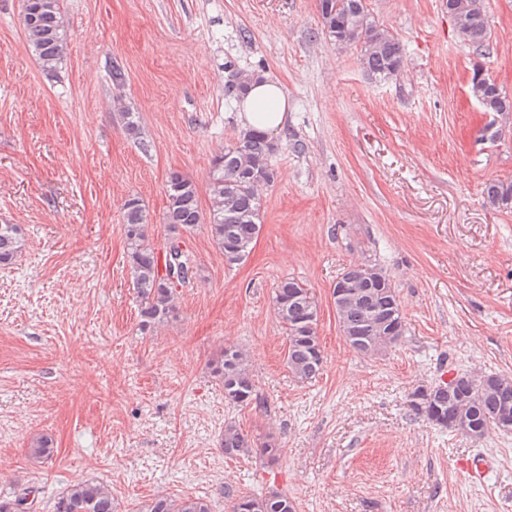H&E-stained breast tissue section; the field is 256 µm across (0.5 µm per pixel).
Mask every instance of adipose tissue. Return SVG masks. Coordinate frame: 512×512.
<instances>
[{"label": "adipose tissue", "instance_id": "adipose-tissue-1", "mask_svg": "<svg viewBox=\"0 0 512 512\" xmlns=\"http://www.w3.org/2000/svg\"><path fill=\"white\" fill-rule=\"evenodd\" d=\"M288 97L281 84L265 77L253 81L238 104L242 128L278 133L287 122Z\"/></svg>", "mask_w": 512, "mask_h": 512}]
</instances>
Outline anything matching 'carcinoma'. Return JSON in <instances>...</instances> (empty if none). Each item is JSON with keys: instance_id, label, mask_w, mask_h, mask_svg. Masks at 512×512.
<instances>
[{"instance_id": "carcinoma-1", "label": "carcinoma", "mask_w": 512, "mask_h": 512, "mask_svg": "<svg viewBox=\"0 0 512 512\" xmlns=\"http://www.w3.org/2000/svg\"><path fill=\"white\" fill-rule=\"evenodd\" d=\"M322 31L338 45L361 44V63L378 81L396 78L404 65L402 42L371 16L367 0H318ZM445 8L463 42L477 53L488 49L490 17L484 0H446ZM28 49L42 70L58 75L67 52V30L60 0H23L22 18ZM251 75L234 71L227 94L240 96ZM472 96L484 111L503 115L512 112V96L501 88L471 77ZM123 127L131 138L143 140L136 113L120 112ZM276 153L267 134L250 130L238 138L211 163L208 194L210 206L203 212L196 184L179 173L170 175L166 190L163 223L167 238L163 253L149 241L147 215L142 200L129 196L122 206L126 239V262L140 298L139 330L152 333L175 317L177 289L190 283L195 266L184 247L183 235L201 224L209 226L213 242L228 266L244 262L261 230L262 202L258 190L277 179L272 163ZM486 203L494 209L512 208V181L491 180L483 188ZM26 239L17 224H0V267L12 265L25 249ZM179 267L177 281L169 273L170 262ZM356 281L354 296L337 313L344 340L356 354L373 358L381 355L405 333L401 301L387 271L377 264H365L345 274ZM274 310L288 342L287 365L293 377L308 382L323 370V351L317 334L318 305L310 289L294 278L280 280L273 291ZM212 373L224 387V402L234 408L260 406L249 356L239 347L228 346L213 364ZM512 407V379L497 374H458L455 385L441 380L415 390L411 410L428 422L451 431L464 432L475 440L490 430L511 433L501 424L505 406ZM220 447L228 458L248 455L253 450L266 461L275 462L280 448L273 437L257 443L234 422L224 425ZM33 458L48 460L54 448L46 438L35 440ZM38 489L26 487L20 493L0 498V512H36ZM230 512H296L293 501L283 493L263 496L226 494ZM55 512H116L111 489L96 481L71 485L55 504ZM142 512H211L209 501L185 496L174 500L157 495Z\"/></svg>"}]
</instances>
